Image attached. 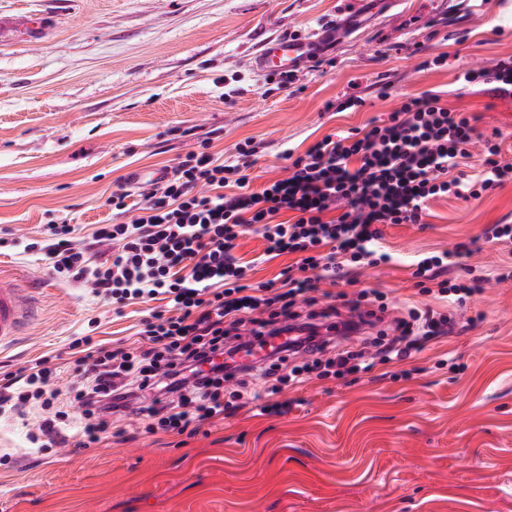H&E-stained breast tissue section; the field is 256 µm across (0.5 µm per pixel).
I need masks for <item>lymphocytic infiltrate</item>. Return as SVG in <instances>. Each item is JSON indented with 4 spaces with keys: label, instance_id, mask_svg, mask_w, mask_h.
I'll list each match as a JSON object with an SVG mask.
<instances>
[{
    "label": "lymphocytic infiltrate",
    "instance_id": "lymphocytic-infiltrate-1",
    "mask_svg": "<svg viewBox=\"0 0 512 512\" xmlns=\"http://www.w3.org/2000/svg\"><path fill=\"white\" fill-rule=\"evenodd\" d=\"M455 80L512 98V55L486 67L465 64ZM477 142L481 164L470 174ZM283 156L287 177L255 191L246 175L258 159L253 139L236 144L227 158L207 150L187 154L172 178L143 191L129 221L93 231L96 242L112 247L100 264H91L77 225H45L47 260L59 277L91 283L123 306L155 304L141 322L137 347L110 349L89 336L73 340V348L85 351L68 392L77 422L74 447L100 443L114 419L129 412L144 417L147 432L189 437L246 407L259 416L284 415L291 408L281 397L284 388L366 374L379 364L401 366L447 333L446 314L412 308L393 332L379 331L359 349H339L316 330L315 319L334 318L336 309L317 308L315 292L320 282L344 280L350 267L394 262L382 244L383 225L419 224L431 199H478L512 183L500 142L480 137L472 116L428 93L407 97L386 121L324 135ZM249 230L261 235L265 248L245 262L235 249ZM472 252L467 242L419 255L412 263L417 287L459 303L479 292L480 276L460 283L441 277ZM283 255L294 256V263L272 280L250 283L255 266ZM292 330L297 340L259 370L269 401L250 406L241 391L225 390L232 376L217 358ZM56 374L44 357L33 371L0 384V410L41 409L28 439L42 450L55 445L65 417L58 392L47 387Z\"/></svg>",
    "mask_w": 512,
    "mask_h": 512
}]
</instances>
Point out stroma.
<instances>
[{"label":"stroma","mask_w":512,"mask_h":512,"mask_svg":"<svg viewBox=\"0 0 512 512\" xmlns=\"http://www.w3.org/2000/svg\"><path fill=\"white\" fill-rule=\"evenodd\" d=\"M38 14L44 31L0 33V266L37 287L36 316L0 347V378L47 356L74 375L71 342L135 341L148 307L115 310L89 284L58 277L28 250L49 221L120 223L108 203L133 172L170 169L210 140L229 154L251 137L260 158L251 188L284 176L286 147L305 150L338 128L383 120L404 96L442 94L499 132L512 163V99L463 88L457 64L512 55L502 0H0V16ZM339 33L282 89L252 65L267 39ZM442 67L423 68L440 53ZM390 95L377 96L379 82ZM351 97L357 111H336ZM512 222V183L478 200H430L422 223L389 224L383 244L398 263L358 266L320 283V306L338 294H385L386 322L411 306L451 318L448 333L410 360L409 378L382 364L357 381L327 377L288 389L285 416L247 411L192 437L146 433L135 414L121 435L90 448L28 451L34 410L0 413V512H512V279L508 247L482 241ZM480 240L464 267L486 281L465 306L420 294L417 255Z\"/></svg>","instance_id":"obj_1"}]
</instances>
